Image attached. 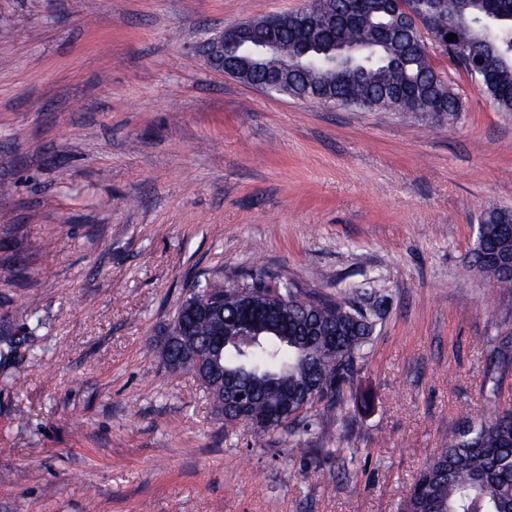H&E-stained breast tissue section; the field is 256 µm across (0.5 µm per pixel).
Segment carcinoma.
Here are the masks:
<instances>
[{
	"mask_svg": "<svg viewBox=\"0 0 512 512\" xmlns=\"http://www.w3.org/2000/svg\"><path fill=\"white\" fill-rule=\"evenodd\" d=\"M359 21L344 18L347 0H321L309 18V29L318 39L316 47L332 51V42L357 44L371 49L361 63L362 79L349 78L341 64L315 65L326 55L313 54L304 72L281 75L280 93L297 97L305 89L336 104L355 109H380L432 118L462 110L460 98L430 60V48L421 43L399 58L411 41L412 29L387 0H365ZM413 9L431 18L436 29L457 35L440 52L452 56L459 47L479 44L474 66L462 69L477 83L501 112H512V6L504 3L499 12L487 15L480 0H414ZM297 14H276L255 20L257 32H274L280 40V55H293L303 41ZM278 59L269 57L260 70L250 69L240 80L253 84L264 72L274 71ZM512 225V212L503 209L481 215L471 265L493 279L498 287L512 292V274L501 271L496 258L512 253V234L502 225ZM257 283H234L224 288L226 314H237L236 293L251 292ZM277 297L288 309V340L278 336H243L220 352L224 370L241 375L255 393L251 406L256 423L249 430L256 438L281 433L289 443L301 444L299 432L309 433L314 425L303 414L287 425L265 420L266 412L280 400L301 402L320 382L331 391L322 405V415L339 411L346 403L343 385L353 381L363 367L372 341L371 316L349 299L304 291L288 281L274 283ZM281 307V308H283ZM281 308L268 305L261 319L278 322ZM189 327L185 339L171 346L168 364L174 373L191 370L187 352L206 359L211 355V322L188 307L176 312ZM223 383L208 390L213 412L232 425L236 416L224 405ZM418 496L405 500L402 512H512V417L464 418L418 473Z\"/></svg>",
	"mask_w": 512,
	"mask_h": 512,
	"instance_id": "obj_1",
	"label": "carcinoma"
}]
</instances>
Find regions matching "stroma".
Masks as SVG:
<instances>
[{"label": "stroma", "mask_w": 512, "mask_h": 512, "mask_svg": "<svg viewBox=\"0 0 512 512\" xmlns=\"http://www.w3.org/2000/svg\"><path fill=\"white\" fill-rule=\"evenodd\" d=\"M303 0H0V512H397L465 416L512 405V112L439 50L441 123L268 94L193 53ZM286 278L372 318L304 452L159 355L194 281ZM481 215L476 247L471 256V265L481 274L492 278L504 291L512 292V274L503 273L496 262L501 254L512 253V234L504 233L502 225H512V212L499 209Z\"/></svg>", "instance_id": "obj_1"}]
</instances>
